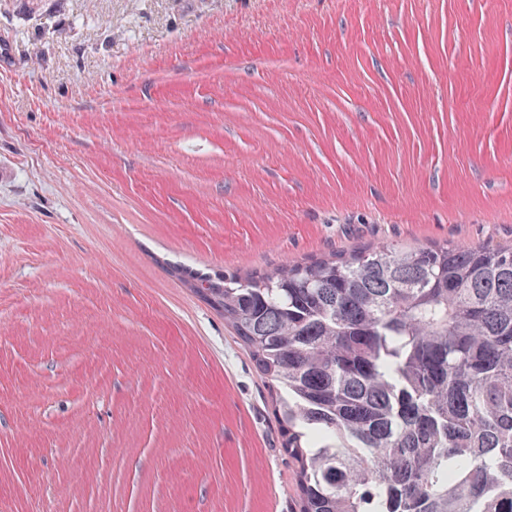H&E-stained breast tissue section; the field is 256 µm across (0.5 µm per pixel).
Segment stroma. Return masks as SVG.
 I'll return each mask as SVG.
<instances>
[{
    "label": "stroma",
    "instance_id": "obj_1",
    "mask_svg": "<svg viewBox=\"0 0 512 512\" xmlns=\"http://www.w3.org/2000/svg\"><path fill=\"white\" fill-rule=\"evenodd\" d=\"M512 247V0H0V512H296L175 278Z\"/></svg>",
    "mask_w": 512,
    "mask_h": 512
}]
</instances>
